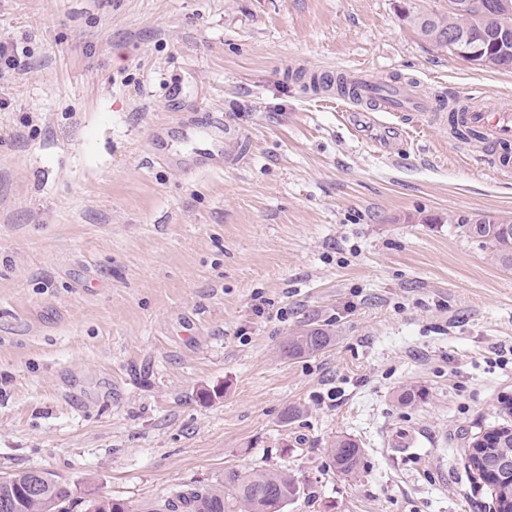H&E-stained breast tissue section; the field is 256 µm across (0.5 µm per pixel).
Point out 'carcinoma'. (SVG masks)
<instances>
[{"label":"carcinoma","instance_id":"carcinoma-1","mask_svg":"<svg viewBox=\"0 0 512 512\" xmlns=\"http://www.w3.org/2000/svg\"><path fill=\"white\" fill-rule=\"evenodd\" d=\"M469 14L448 15L441 12L404 11V17L421 36L443 51L448 50V32L467 30L473 50L479 57L489 59V68L512 67V30H505L500 22L484 25L475 15L484 12L492 0H469ZM452 132L464 140L479 141V131L465 126L459 113L448 115ZM464 233L478 239L490 250L492 258L505 267H512V224L497 219L465 220ZM330 341L322 328L309 327L289 338L286 353L290 356L313 354L324 349ZM502 422L490 425L472 438V448L512 449V397L498 398ZM332 465L344 474L357 472L363 462V450L356 440L338 437L329 449ZM8 487L0 486V497H8L16 504L15 512H71L70 485L53 483L40 498L25 495V486L31 479L30 470L12 473ZM495 485L500 491L492 495L493 512L508 505L503 494H512V480L499 479ZM301 494V486L293 476L283 470L254 469L248 474L234 470L224 473V480L208 486L183 485L164 502L144 508V512H286L288 505Z\"/></svg>","mask_w":512,"mask_h":512}]
</instances>
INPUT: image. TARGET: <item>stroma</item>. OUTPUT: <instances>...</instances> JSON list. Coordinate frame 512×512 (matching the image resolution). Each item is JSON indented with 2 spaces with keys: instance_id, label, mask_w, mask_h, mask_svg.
I'll use <instances>...</instances> for the list:
<instances>
[{
  "instance_id": "35a3bbf8",
  "label": "stroma",
  "mask_w": 512,
  "mask_h": 512,
  "mask_svg": "<svg viewBox=\"0 0 512 512\" xmlns=\"http://www.w3.org/2000/svg\"><path fill=\"white\" fill-rule=\"evenodd\" d=\"M407 1L448 4L0 0V42L31 51L0 76V474L137 510L279 469L287 512H489L467 453L512 395V268L458 220L512 219V167L446 125L351 123L305 79L512 107V69L437 50ZM211 116L220 168L186 132ZM308 327L329 345L288 356ZM329 449L332 465L344 474L357 472L363 462V450L356 440L348 436H340Z\"/></svg>"
}]
</instances>
